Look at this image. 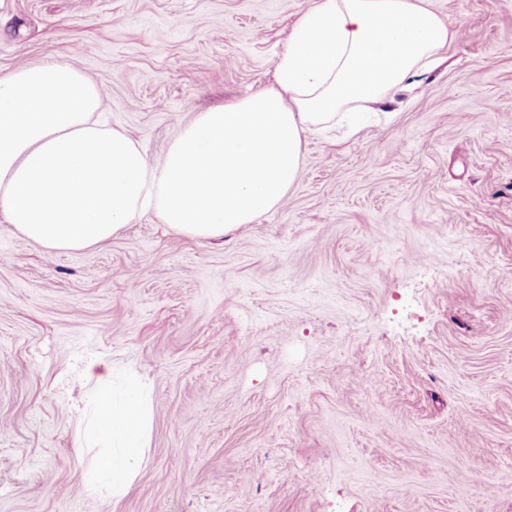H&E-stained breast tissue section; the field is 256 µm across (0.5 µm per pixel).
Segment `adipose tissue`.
<instances>
[{
	"label": "adipose tissue",
	"instance_id": "ef3b65f1",
	"mask_svg": "<svg viewBox=\"0 0 512 512\" xmlns=\"http://www.w3.org/2000/svg\"><path fill=\"white\" fill-rule=\"evenodd\" d=\"M428 0H308L276 63L273 87L196 113L159 163L102 121L99 86L68 64L0 75V219L53 250L117 237L153 212L172 233L223 239L275 209L295 182L307 132L352 105L388 99L448 46ZM94 410L112 442L87 489L120 495L134 476L146 411L116 404L88 366Z\"/></svg>",
	"mask_w": 512,
	"mask_h": 512
}]
</instances>
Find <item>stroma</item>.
<instances>
[{"label": "stroma", "mask_w": 512, "mask_h": 512, "mask_svg": "<svg viewBox=\"0 0 512 512\" xmlns=\"http://www.w3.org/2000/svg\"><path fill=\"white\" fill-rule=\"evenodd\" d=\"M306 0H0V74L84 72L151 160L273 86ZM441 62L308 137L223 240L145 214L49 252L0 223V512H512V0H430ZM111 365L149 392L133 481L93 500Z\"/></svg>", "instance_id": "obj_1"}]
</instances>
